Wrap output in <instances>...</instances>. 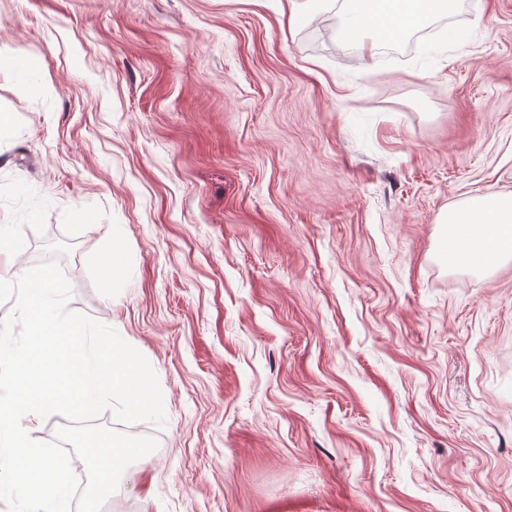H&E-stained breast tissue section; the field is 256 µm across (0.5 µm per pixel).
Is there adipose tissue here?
<instances>
[{
	"label": "adipose tissue",
	"mask_w": 512,
	"mask_h": 512,
	"mask_svg": "<svg viewBox=\"0 0 512 512\" xmlns=\"http://www.w3.org/2000/svg\"><path fill=\"white\" fill-rule=\"evenodd\" d=\"M453 5L454 0H350L340 40L374 54ZM442 221L448 226L449 265L485 271L512 255V194L474 197L449 209Z\"/></svg>",
	"instance_id": "obj_1"
}]
</instances>
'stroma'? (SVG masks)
<instances>
[{
	"instance_id": "1",
	"label": "stroma",
	"mask_w": 512,
	"mask_h": 512,
	"mask_svg": "<svg viewBox=\"0 0 512 512\" xmlns=\"http://www.w3.org/2000/svg\"><path fill=\"white\" fill-rule=\"evenodd\" d=\"M346 8L0 0V278L55 253L163 394L96 419L158 441L110 512H512V261L440 222L512 194V0L375 57Z\"/></svg>"
}]
</instances>
